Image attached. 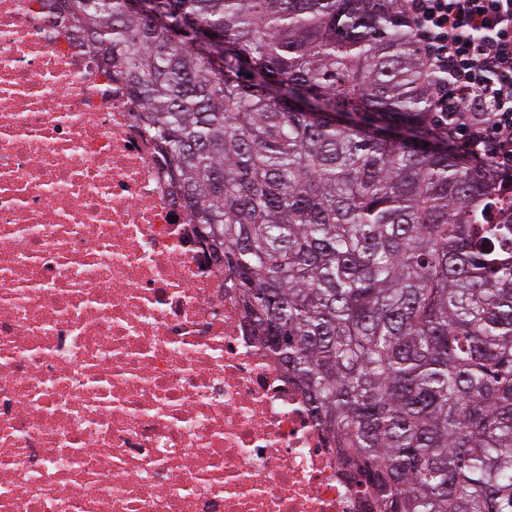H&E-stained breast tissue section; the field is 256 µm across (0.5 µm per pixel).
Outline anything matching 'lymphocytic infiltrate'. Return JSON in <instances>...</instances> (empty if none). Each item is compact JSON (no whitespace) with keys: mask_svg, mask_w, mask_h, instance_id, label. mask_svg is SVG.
<instances>
[{"mask_svg":"<svg viewBox=\"0 0 512 512\" xmlns=\"http://www.w3.org/2000/svg\"><path fill=\"white\" fill-rule=\"evenodd\" d=\"M450 140L512 171V0H406Z\"/></svg>","mask_w":512,"mask_h":512,"instance_id":"lymphocytic-infiltrate-1","label":"lymphocytic infiltrate"}]
</instances>
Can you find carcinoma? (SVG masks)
<instances>
[{
    "mask_svg": "<svg viewBox=\"0 0 512 512\" xmlns=\"http://www.w3.org/2000/svg\"><path fill=\"white\" fill-rule=\"evenodd\" d=\"M43 2L365 512H512V176L439 132L404 0Z\"/></svg>",
    "mask_w": 512,
    "mask_h": 512,
    "instance_id": "carcinoma-1",
    "label": "carcinoma"
}]
</instances>
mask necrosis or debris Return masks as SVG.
Here are the masks:
<instances>
[{
    "label": "necrosis or debris",
    "instance_id": "4bbe7bcc",
    "mask_svg": "<svg viewBox=\"0 0 512 512\" xmlns=\"http://www.w3.org/2000/svg\"><path fill=\"white\" fill-rule=\"evenodd\" d=\"M134 110L0 0V512H361Z\"/></svg>",
    "mask_w": 512,
    "mask_h": 512
}]
</instances>
